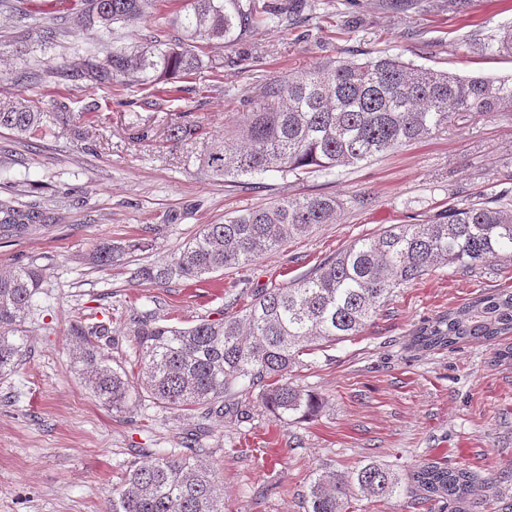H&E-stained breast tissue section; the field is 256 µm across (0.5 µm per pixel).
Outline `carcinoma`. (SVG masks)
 <instances>
[{
    "label": "carcinoma",
    "instance_id": "1",
    "mask_svg": "<svg viewBox=\"0 0 512 512\" xmlns=\"http://www.w3.org/2000/svg\"><path fill=\"white\" fill-rule=\"evenodd\" d=\"M156 0H85L84 7L58 19L28 11L19 0H0L23 28L25 38L53 45L83 29L111 38L114 25L149 14ZM427 0H381L384 8L408 12ZM311 0H183L170 25L182 38L150 34L131 46L102 44L84 49L87 63L57 76L96 85L124 87L165 82L178 75L216 67L204 48H229L259 31L293 23L312 11ZM490 55L512 57V22L481 46ZM264 106L242 113L232 132L217 140L202 158L207 175L237 183L268 173L283 178L312 169L331 172L354 167L403 145L430 136L458 116L512 109V78L459 77L423 68L394 56L362 62H320L299 77L278 78L260 88ZM37 103L0 107V129L20 137L43 133ZM197 126L170 119L173 142L194 139ZM508 191L464 200L425 224L391 225L358 239L314 269L282 286L262 288L241 314L219 321L201 320L188 328L160 324L150 314L127 324L137 344L138 374L152 403L178 411L219 414L215 405L238 392L258 390L262 406L288 424L307 417L321 399L288 377L299 357L326 345L350 340L366 327L397 289L421 279L435 266L476 269L489 257L512 262V203ZM341 201L334 195L286 197L264 208H249L206 224L177 252L139 265L131 279L167 286L203 282L226 267L245 265L285 241L303 236L336 218ZM47 212L19 201L18 193L0 199V239L39 228ZM147 242H103L86 256L94 268L125 260ZM42 270L19 265L0 273V379L15 371L23 357L24 323L43 285ZM512 331V290L487 294L426 321L413 343L432 350L460 343L490 341ZM108 334L104 325L70 326L73 366L89 392L116 412L138 391L126 371L108 364L95 342ZM474 476L465 468L424 463L406 489L425 499L463 503ZM397 474L380 465L355 472L322 471L310 483L305 512H347L354 489L375 498L394 495ZM109 512H223L210 468L191 445L154 450L134 462L112 491Z\"/></svg>",
    "mask_w": 512,
    "mask_h": 512
}]
</instances>
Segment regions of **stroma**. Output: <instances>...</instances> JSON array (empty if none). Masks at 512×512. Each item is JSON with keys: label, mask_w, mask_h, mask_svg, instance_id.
<instances>
[{"label": "stroma", "mask_w": 512, "mask_h": 512, "mask_svg": "<svg viewBox=\"0 0 512 512\" xmlns=\"http://www.w3.org/2000/svg\"><path fill=\"white\" fill-rule=\"evenodd\" d=\"M181 0H158L150 17L116 24L118 44L145 34L174 36ZM356 27H346L348 19ZM512 22V0H470L467 13L449 0L422 12H387L379 0H322L298 28H268L231 49L214 48L222 76L188 78L194 91L178 101L153 87L81 90L55 77L82 66L71 43L32 48L15 19L0 15V61L29 78L0 84V101H42L44 136L0 130V151L13 154L0 188L15 183L50 215L32 234L0 240V272L37 265L44 276L18 370L0 379V512H107L113 487L146 451L197 442L224 500V512H302L301 495L317 469L351 473L369 464L408 478L437 462L470 471L480 484L465 512H512V361L497 356L512 333L490 343L421 350L412 335L423 322L486 293L512 289V264L495 259L463 275L449 267L398 289L360 336L304 356L297 383L323 398L313 417L281 424L253 396L202 422L199 413L133 403L121 413L87 390L69 355L72 320L106 325L98 342L111 365L133 369L131 318L187 327L239 313L257 290L307 273L349 243L393 224H423L454 202L512 189V109L452 121L447 129L375 160L330 173L264 176L230 186L202 173L212 141L232 131L258 89L299 76L326 59L397 55L462 76H512V57L486 56L479 41ZM68 104L63 119L52 100ZM199 125L196 140L167 141L175 117ZM332 194L343 202L334 223L254 262L228 267L207 282L166 288L131 280L130 268L177 252L203 225L236 211L293 195ZM369 198L361 206L360 198ZM149 237L150 250L112 269L84 256L106 240ZM349 512H451L445 500L400 491L388 498L357 494Z\"/></svg>", "instance_id": "obj_1"}]
</instances>
